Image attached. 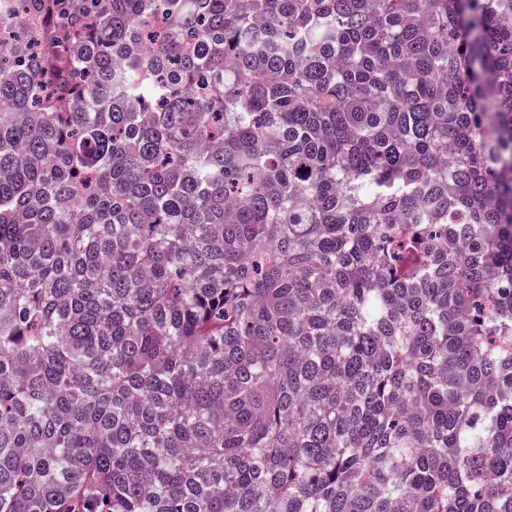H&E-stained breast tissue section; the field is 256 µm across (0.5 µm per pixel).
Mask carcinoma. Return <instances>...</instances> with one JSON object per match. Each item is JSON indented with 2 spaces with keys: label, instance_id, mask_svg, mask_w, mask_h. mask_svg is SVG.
Here are the masks:
<instances>
[{
  "label": "carcinoma",
  "instance_id": "cac0c4a2",
  "mask_svg": "<svg viewBox=\"0 0 512 512\" xmlns=\"http://www.w3.org/2000/svg\"><path fill=\"white\" fill-rule=\"evenodd\" d=\"M0 31V512H512V0Z\"/></svg>",
  "mask_w": 512,
  "mask_h": 512
}]
</instances>
